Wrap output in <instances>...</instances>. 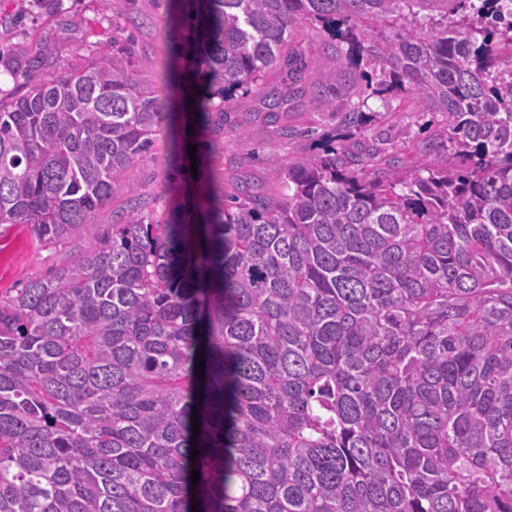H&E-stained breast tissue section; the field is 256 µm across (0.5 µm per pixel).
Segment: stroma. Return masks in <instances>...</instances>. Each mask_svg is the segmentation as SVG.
<instances>
[{
    "label": "stroma",
    "instance_id": "1",
    "mask_svg": "<svg viewBox=\"0 0 512 512\" xmlns=\"http://www.w3.org/2000/svg\"><path fill=\"white\" fill-rule=\"evenodd\" d=\"M118 30L134 36L130 59L141 85L163 91L172 46L189 42L191 33L188 25L169 23L165 0H133L119 14L106 10L103 0H0V44L8 46L15 59L42 55L61 65L71 64L88 53L111 51L112 35ZM329 40L318 29L301 31L294 39L310 80H320L332 63ZM348 107L344 95L332 101L312 95L301 106L289 107L276 124L267 120L257 96L238 95L229 102L222 122H193L198 151L204 158L194 170L176 156L168 133L157 132L149 152L125 172L123 189L98 209L94 223L82 225L66 241L45 246L30 225L0 227V296L82 256L125 215L129 195L138 197L143 212L162 221L173 209L187 216L210 208L243 183L262 191L275 189L278 171L267 161V154L273 151L291 157L318 152L325 137L339 133V116ZM431 118L428 112H405L380 122L375 132L398 151L407 166L415 168L429 159ZM284 124L293 127V137H282Z\"/></svg>",
    "mask_w": 512,
    "mask_h": 512
}]
</instances>
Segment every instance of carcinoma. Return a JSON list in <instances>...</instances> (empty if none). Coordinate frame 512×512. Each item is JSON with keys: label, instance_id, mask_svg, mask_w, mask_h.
<instances>
[{"label": "carcinoma", "instance_id": "1", "mask_svg": "<svg viewBox=\"0 0 512 512\" xmlns=\"http://www.w3.org/2000/svg\"><path fill=\"white\" fill-rule=\"evenodd\" d=\"M169 2L194 7V110H171L180 68L163 103L123 47L16 64L0 226L65 241L216 98L278 116L312 89L304 28L336 40L321 92L356 99L340 137L397 101L440 113L448 152L408 169L379 136L333 137L189 223L132 196L0 298V512H512V0Z\"/></svg>", "mask_w": 512, "mask_h": 512}]
</instances>
